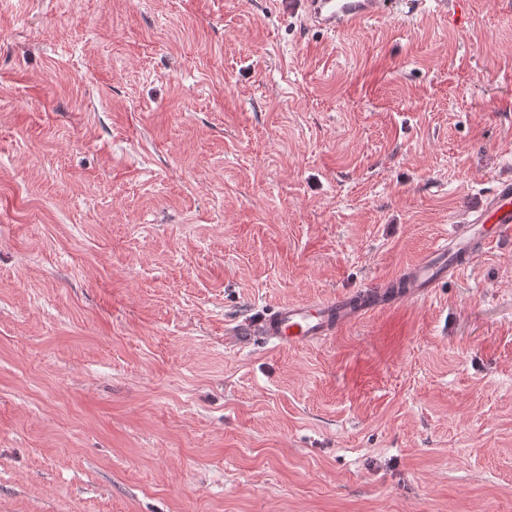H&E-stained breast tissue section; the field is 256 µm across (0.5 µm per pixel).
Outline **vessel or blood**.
Returning <instances> with one entry per match:
<instances>
[{
  "label": "vessel or blood",
  "instance_id": "b4317fda",
  "mask_svg": "<svg viewBox=\"0 0 512 512\" xmlns=\"http://www.w3.org/2000/svg\"><path fill=\"white\" fill-rule=\"evenodd\" d=\"M401 0H304V23L336 32L373 18L397 13ZM512 229V179L501 181L473 219L454 225L448 237L407 267L403 291L387 295L385 287H368L331 299L290 303L248 321L245 335L261 336L279 345L305 347L335 335L372 309L426 298L441 282L456 276L467 258L506 230Z\"/></svg>",
  "mask_w": 512,
  "mask_h": 512
}]
</instances>
